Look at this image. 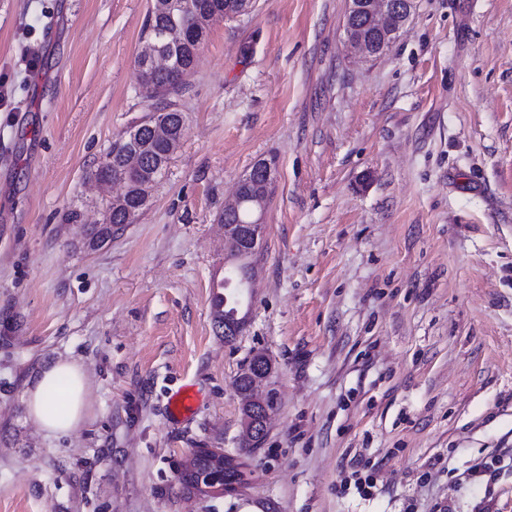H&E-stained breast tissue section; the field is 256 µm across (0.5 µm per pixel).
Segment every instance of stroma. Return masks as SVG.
I'll use <instances>...</instances> for the list:
<instances>
[{
	"label": "stroma",
	"instance_id": "obj_1",
	"mask_svg": "<svg viewBox=\"0 0 512 512\" xmlns=\"http://www.w3.org/2000/svg\"><path fill=\"white\" fill-rule=\"evenodd\" d=\"M149 5L0 0V512H512V0H416L371 59L346 47L347 0H254L214 23L175 98L176 153L93 249L124 185L92 172L145 115ZM261 159L275 190L228 343L219 217ZM258 349L277 404L248 456L235 380ZM60 359L86 413L55 436L23 399ZM186 382L199 406L169 419ZM194 448L247 482L188 493ZM224 306V307H223ZM225 302L218 301L214 304V325L219 329H223L224 321V336H239L240 332L244 329L247 322L246 312L244 315L239 316V309H234L230 313L224 314ZM217 333L219 334L217 328Z\"/></svg>",
	"mask_w": 512,
	"mask_h": 512
}]
</instances>
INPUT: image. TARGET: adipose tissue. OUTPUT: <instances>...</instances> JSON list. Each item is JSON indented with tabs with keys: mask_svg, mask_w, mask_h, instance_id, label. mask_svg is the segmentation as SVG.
<instances>
[{
	"mask_svg": "<svg viewBox=\"0 0 512 512\" xmlns=\"http://www.w3.org/2000/svg\"><path fill=\"white\" fill-rule=\"evenodd\" d=\"M86 383L81 367L71 361L55 363L30 389L25 409L30 419L51 434L63 435L84 419Z\"/></svg>",
	"mask_w": 512,
	"mask_h": 512,
	"instance_id": "ef3b65f1",
	"label": "adipose tissue"
}]
</instances>
